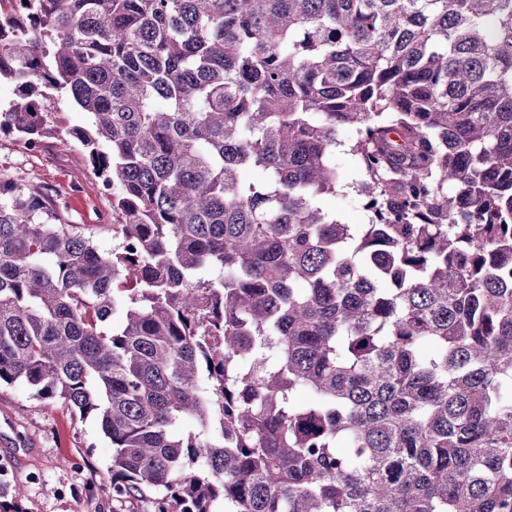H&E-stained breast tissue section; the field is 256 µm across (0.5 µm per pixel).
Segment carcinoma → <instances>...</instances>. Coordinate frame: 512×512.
Segmentation results:
<instances>
[{"label": "carcinoma", "instance_id": "1", "mask_svg": "<svg viewBox=\"0 0 512 512\" xmlns=\"http://www.w3.org/2000/svg\"><path fill=\"white\" fill-rule=\"evenodd\" d=\"M1 83L112 191L102 253L0 174V385L100 420L112 501L512 512V0H0ZM50 112H55L61 123L68 129L87 127L90 123L88 113L81 111L65 97H56L47 103ZM354 135V130L350 128L344 129L339 135L340 145L336 147L335 159L343 187L336 194L328 195L325 205L329 210L336 211V215L347 224H367L368 215L358 202L362 173L358 159L349 147Z\"/></svg>", "mask_w": 512, "mask_h": 512}]
</instances>
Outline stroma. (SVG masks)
Here are the masks:
<instances>
[{
	"label": "stroma",
	"mask_w": 512,
	"mask_h": 512,
	"mask_svg": "<svg viewBox=\"0 0 512 512\" xmlns=\"http://www.w3.org/2000/svg\"><path fill=\"white\" fill-rule=\"evenodd\" d=\"M354 135L350 128L339 135L335 159L342 187L325 205L345 223L364 224L368 215L358 202L362 173L350 151ZM0 173L42 185L99 251L117 246L112 196L78 142L52 139L32 152L21 138L0 135ZM110 456L97 418L37 398L21 382L0 386V484L19 492L28 512H127L112 503Z\"/></svg>",
	"instance_id": "obj_1"
}]
</instances>
